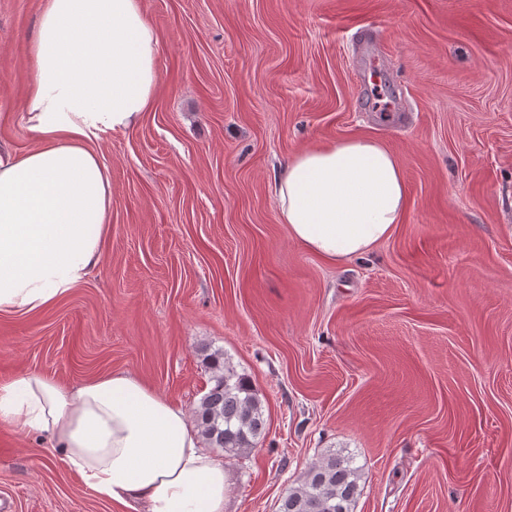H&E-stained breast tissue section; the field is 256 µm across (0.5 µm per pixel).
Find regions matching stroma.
I'll use <instances>...</instances> for the list:
<instances>
[{
    "label": "stroma",
    "mask_w": 512,
    "mask_h": 512,
    "mask_svg": "<svg viewBox=\"0 0 512 512\" xmlns=\"http://www.w3.org/2000/svg\"><path fill=\"white\" fill-rule=\"evenodd\" d=\"M161 86L107 135L103 259L55 304L0 313V384L130 373L188 412L205 352L248 375L266 431L228 456L224 512H278L325 451L354 512H512V0H142ZM42 0H0V145L21 118ZM383 141L402 221L342 263L288 235L299 151ZM0 512H131L0 424Z\"/></svg>",
    "instance_id": "35a3bbf8"
}]
</instances>
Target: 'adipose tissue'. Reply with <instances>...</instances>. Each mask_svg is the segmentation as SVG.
<instances>
[{"mask_svg": "<svg viewBox=\"0 0 512 512\" xmlns=\"http://www.w3.org/2000/svg\"><path fill=\"white\" fill-rule=\"evenodd\" d=\"M142 0H42L23 110L38 142L0 150V313H30L102 259L112 210L97 148L135 127L160 86ZM280 223L331 262L390 237L407 205L394 153L356 138L297 153L278 173ZM0 422L43 435L101 499L140 512H224L227 475L188 412L116 371L72 387L37 371L0 385Z\"/></svg>", "mask_w": 512, "mask_h": 512, "instance_id": "obj_1", "label": "adipose tissue"}]
</instances>
